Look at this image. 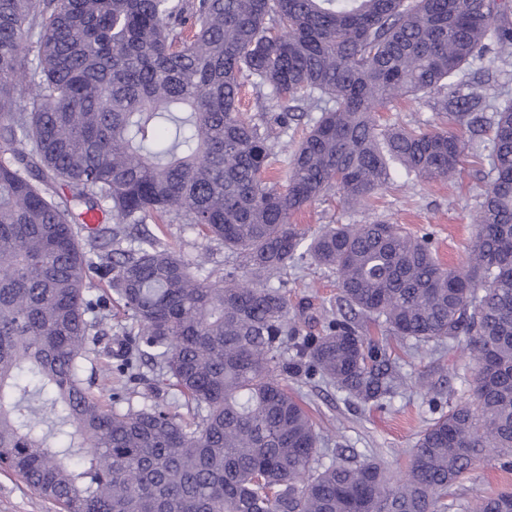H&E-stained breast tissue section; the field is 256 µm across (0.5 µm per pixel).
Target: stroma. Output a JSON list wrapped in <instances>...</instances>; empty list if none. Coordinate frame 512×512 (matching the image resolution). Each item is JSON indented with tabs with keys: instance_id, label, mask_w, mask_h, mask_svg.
<instances>
[{
	"instance_id": "stroma-1",
	"label": "stroma",
	"mask_w": 512,
	"mask_h": 512,
	"mask_svg": "<svg viewBox=\"0 0 512 512\" xmlns=\"http://www.w3.org/2000/svg\"><path fill=\"white\" fill-rule=\"evenodd\" d=\"M379 121L428 127L441 123L442 118L426 102L405 100L392 103L380 113ZM465 139L479 155L468 158L446 180L428 184L396 179L378 193L370 210L348 209L332 192L296 214L293 221L311 237L327 224H361L375 217L383 218L414 235L431 233L439 259L452 266L462 265L473 231L471 213L486 187L488 170L487 145L482 136L469 133ZM166 231L169 240L177 242L186 257H207V270L222 273L234 267L235 260L225 253L223 245L203 239L190 226L174 223L167 225ZM338 294L336 276L328 270L304 265L288 271V307L302 325L319 329L323 308ZM468 343L464 336L449 353L436 352L432 345L424 344L411 354L401 355L399 366L406 384L383 408L353 403L317 380L293 379L289 385L303 397L314 419L323 427V448H351L361 457L382 460L397 471L407 466L420 431L437 415L424 390L416 385V378L429 375L433 385L452 389L455 397H467L466 381L473 374L467 356ZM454 492L463 497L512 492V471L481 463L455 486ZM0 512H57V508L22 480L0 472Z\"/></svg>"
}]
</instances>
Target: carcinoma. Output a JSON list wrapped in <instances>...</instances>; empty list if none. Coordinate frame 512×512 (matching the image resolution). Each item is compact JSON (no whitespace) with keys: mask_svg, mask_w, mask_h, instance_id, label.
Masks as SVG:
<instances>
[{"mask_svg":"<svg viewBox=\"0 0 512 512\" xmlns=\"http://www.w3.org/2000/svg\"><path fill=\"white\" fill-rule=\"evenodd\" d=\"M510 57L512 0H0V469L62 512H512L511 493L448 498L483 460L512 470V96L463 76ZM431 95L448 126L376 123ZM465 129L491 148L463 266L377 219L302 246L295 213L446 178ZM149 222L190 225L246 273L204 272ZM307 262L340 287L317 331L285 291ZM114 306L131 325L108 328ZM371 323L407 347L467 336L476 365L394 473L323 464L288 387L391 402L404 379ZM100 363L124 380L110 407Z\"/></svg>","mask_w":512,"mask_h":512,"instance_id":"cac0c4a2","label":"carcinoma"}]
</instances>
